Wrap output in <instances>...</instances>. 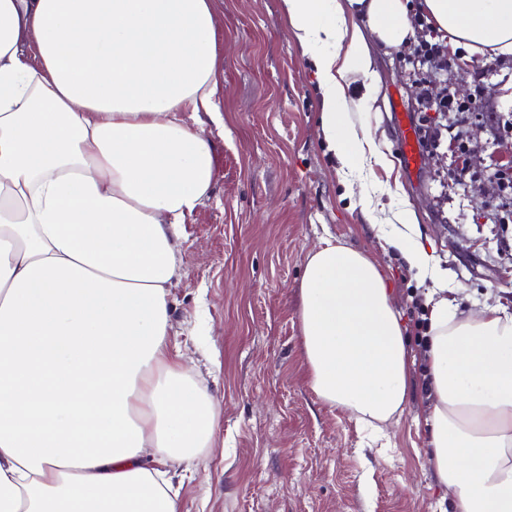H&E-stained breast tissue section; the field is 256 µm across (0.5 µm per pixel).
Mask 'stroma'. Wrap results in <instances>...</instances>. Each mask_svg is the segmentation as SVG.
Listing matches in <instances>:
<instances>
[{"instance_id":"obj_1","label":"stroma","mask_w":512,"mask_h":512,"mask_svg":"<svg viewBox=\"0 0 512 512\" xmlns=\"http://www.w3.org/2000/svg\"><path fill=\"white\" fill-rule=\"evenodd\" d=\"M214 9L224 124L206 126L214 183L186 219L170 313L191 375L224 413L208 469L180 489L182 512H453L429 461L423 389L371 438L303 382L297 287L320 238L368 253L392 281L415 355L435 284L464 312L512 309V193L500 191L490 159L512 152V56L448 53L425 88L461 101L483 93L482 111L459 114L418 111V70L402 53H377L379 95L364 100L366 77L350 74L346 119L370 132L394 169L350 170L319 131L315 69L280 0H215ZM401 112L417 129L416 168L396 159ZM350 189L372 197L375 216L351 206ZM409 211L434 276H417L385 242ZM198 326L211 333L209 350L194 342Z\"/></svg>"}]
</instances>
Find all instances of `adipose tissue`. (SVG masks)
<instances>
[{
  "mask_svg": "<svg viewBox=\"0 0 512 512\" xmlns=\"http://www.w3.org/2000/svg\"><path fill=\"white\" fill-rule=\"evenodd\" d=\"M437 42L512 56V0H420ZM320 130L383 169L342 112L352 72L416 40L409 0H281ZM213 0H0V512H181L222 408L171 335L184 223L215 174ZM303 381L380 427L413 378L380 266L322 240L298 285ZM428 446L455 512H512V311L428 293ZM182 464L181 473L170 463Z\"/></svg>",
  "mask_w": 512,
  "mask_h": 512,
  "instance_id": "1",
  "label": "adipose tissue"
}]
</instances>
